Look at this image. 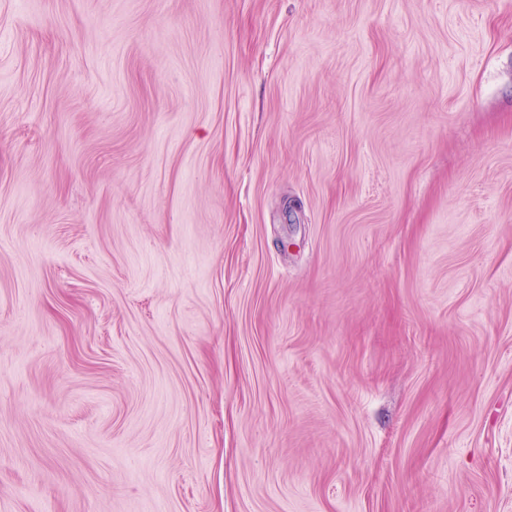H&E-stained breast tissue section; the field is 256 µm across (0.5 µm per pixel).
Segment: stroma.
Segmentation results:
<instances>
[{"instance_id":"stroma-1","label":"stroma","mask_w":512,"mask_h":512,"mask_svg":"<svg viewBox=\"0 0 512 512\" xmlns=\"http://www.w3.org/2000/svg\"><path fill=\"white\" fill-rule=\"evenodd\" d=\"M0 512H512V0H0Z\"/></svg>"}]
</instances>
